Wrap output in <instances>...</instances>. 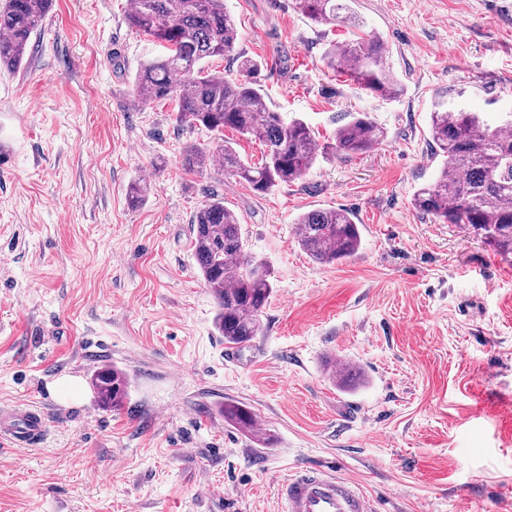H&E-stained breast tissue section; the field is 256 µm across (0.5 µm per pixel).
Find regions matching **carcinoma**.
I'll list each match as a JSON object with an SVG mask.
<instances>
[{
	"instance_id": "carcinoma-1",
	"label": "carcinoma",
	"mask_w": 512,
	"mask_h": 512,
	"mask_svg": "<svg viewBox=\"0 0 512 512\" xmlns=\"http://www.w3.org/2000/svg\"><path fill=\"white\" fill-rule=\"evenodd\" d=\"M351 2L295 0V7L316 24H336L351 19ZM52 5L53 0H4L0 5L1 72L20 69L31 35ZM127 21L162 48L161 55L144 61L136 74L138 100L173 101L180 124L218 135L230 128L261 140L267 148L264 162L252 166L229 142L212 151L191 144L182 154L183 166L190 170L228 174L266 194L302 178L321 157L363 154L385 137L382 127L359 112L336 128L333 142L321 144L303 119L285 123L267 104L256 80L255 61L242 58L235 79L209 73L206 61L231 54L239 37L224 0H132ZM325 57L330 66H343L364 90L386 99L401 92L376 38L336 42ZM430 132L442 166L439 178L416 192L415 208L444 224L483 232L498 254L512 257V112L491 121L487 113L468 110L442 95L431 113ZM296 224L300 245L317 263H341L362 247L359 225L344 209L305 212ZM191 229L200 274L217 302L215 325L224 343L245 346L257 336L274 291L269 267L248 253L242 224L219 195L195 211ZM93 386L102 405L119 410L130 381L122 370L107 368L97 374ZM223 413L224 420L254 434L250 408L226 403Z\"/></svg>"
}]
</instances>
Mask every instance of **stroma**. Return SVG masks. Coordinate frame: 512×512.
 <instances>
[{"label":"stroma","mask_w":512,"mask_h":512,"mask_svg":"<svg viewBox=\"0 0 512 512\" xmlns=\"http://www.w3.org/2000/svg\"><path fill=\"white\" fill-rule=\"evenodd\" d=\"M235 50L261 62L270 105L331 141L349 114L386 136L259 195L184 168L190 144L265 147L176 122L135 99L157 54L127 0H55L18 72L0 75V404L48 410L41 444L0 462V512H287L290 475L353 481L376 512H512V259L480 232L413 207L437 178L430 114L464 90L476 112L512 110L506 0H354L358 27L316 24L293 0H226ZM379 38L403 92L367 94L328 67L330 44ZM151 192L140 206L128 188ZM240 219L274 293L227 362L190 222L211 194ZM343 208L358 255L319 264L297 217ZM356 366V386L331 378ZM125 371L121 410L92 380ZM249 407L272 437L225 423Z\"/></svg>","instance_id":"obj_1"}]
</instances>
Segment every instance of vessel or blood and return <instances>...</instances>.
I'll list each match as a JSON object with an SVG mask.
<instances>
[{"mask_svg":"<svg viewBox=\"0 0 512 512\" xmlns=\"http://www.w3.org/2000/svg\"><path fill=\"white\" fill-rule=\"evenodd\" d=\"M43 412L15 403L0 408V452L34 445L46 432ZM287 512H374L351 481L319 468L297 471L280 488Z\"/></svg>","mask_w":512,"mask_h":512,"instance_id":"obj_1","label":"vessel or blood"}]
</instances>
